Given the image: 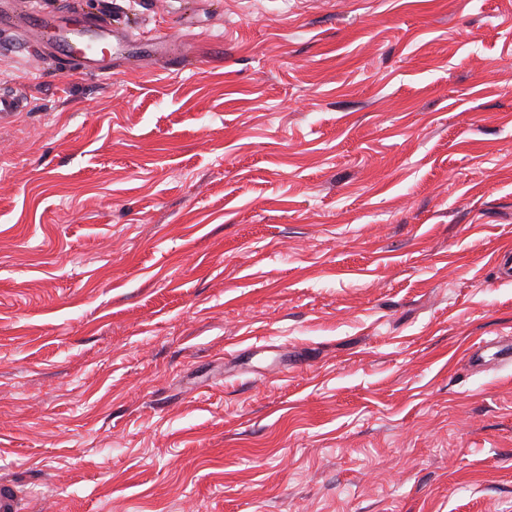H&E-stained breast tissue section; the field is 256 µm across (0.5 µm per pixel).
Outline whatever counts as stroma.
<instances>
[{"label":"stroma","instance_id":"1","mask_svg":"<svg viewBox=\"0 0 512 512\" xmlns=\"http://www.w3.org/2000/svg\"><path fill=\"white\" fill-rule=\"evenodd\" d=\"M0 31V481L22 512H512V0H80ZM20 20L25 30L35 35L40 45L48 50L50 59L64 61L83 74L108 78L119 54L126 66L138 65L153 57V61H169L170 44L166 36L137 38L126 32L119 34L112 29V22L106 15L97 18L72 14L51 19L42 15L37 7H29L22 19L0 12V29L15 26ZM129 43L138 44L142 54L124 56L122 52ZM497 344L495 347L498 349L495 355L503 362L508 363L512 361V341L511 337L504 342L501 339H495L490 341H483L477 346L473 347L468 355L467 361L472 369L480 368L485 365L483 353L488 345Z\"/></svg>","mask_w":512,"mask_h":512}]
</instances>
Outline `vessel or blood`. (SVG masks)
Returning <instances> with one entry per match:
<instances>
[{"mask_svg": "<svg viewBox=\"0 0 512 512\" xmlns=\"http://www.w3.org/2000/svg\"><path fill=\"white\" fill-rule=\"evenodd\" d=\"M23 25L47 49L51 59L66 62L74 70L106 78L112 73L116 59L126 65L154 58L168 60L170 44L163 35L139 40L127 33L116 32L107 16L78 14L53 18L38 8H28L23 16L0 12V29Z\"/></svg>", "mask_w": 512, "mask_h": 512, "instance_id": "obj_1", "label": "vessel or blood"}]
</instances>
